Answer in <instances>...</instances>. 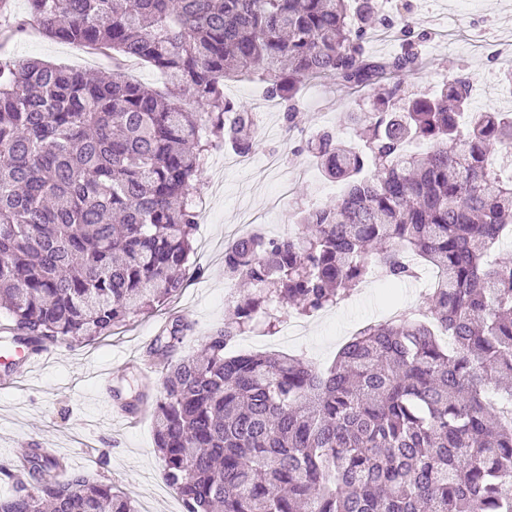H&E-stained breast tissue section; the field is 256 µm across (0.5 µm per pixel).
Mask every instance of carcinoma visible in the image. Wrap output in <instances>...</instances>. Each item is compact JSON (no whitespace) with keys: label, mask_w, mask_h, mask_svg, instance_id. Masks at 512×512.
I'll return each instance as SVG.
<instances>
[{"label":"carcinoma","mask_w":512,"mask_h":512,"mask_svg":"<svg viewBox=\"0 0 512 512\" xmlns=\"http://www.w3.org/2000/svg\"><path fill=\"white\" fill-rule=\"evenodd\" d=\"M23 26L159 70L168 91L119 66L93 77L39 61L0 64V316L36 352L93 340L181 292L199 224L197 182L210 152L252 148L253 113L224 96L250 73L288 102L329 77L373 98L349 113L364 146L324 131L308 146L342 196L300 213L301 231L261 232L224 251V277L246 281L236 318L199 358L167 366L151 406L163 478L184 512H512V264L490 260L512 239V119L458 116L472 80L452 74L432 95L408 92L421 63L414 22L375 0H28ZM395 29L402 53L367 50L368 30ZM189 98L198 110H184ZM414 140L429 151L409 153ZM412 254L441 274L426 320L371 323L336 360L227 353L257 317L309 315L378 272L416 278ZM182 322L154 352L186 339ZM61 462L36 450L18 467L31 489L0 512H136L90 473L44 477Z\"/></svg>","instance_id":"carcinoma-1"}]
</instances>
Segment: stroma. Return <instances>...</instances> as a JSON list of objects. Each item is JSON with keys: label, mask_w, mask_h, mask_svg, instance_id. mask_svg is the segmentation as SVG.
<instances>
[{"label": "stroma", "mask_w": 512, "mask_h": 512, "mask_svg": "<svg viewBox=\"0 0 512 512\" xmlns=\"http://www.w3.org/2000/svg\"><path fill=\"white\" fill-rule=\"evenodd\" d=\"M406 2L418 21V31L428 34L422 46V75L407 79L409 90L419 91L424 83L442 87L449 74L460 67L474 80H482L494 67L491 52L471 47L470 41L489 23L499 25V41H512V0H473L467 8L459 7L458 0H436L430 12L423 9V0ZM89 57L85 46L60 43L28 30L0 37V62L40 59L66 68L111 73V57L95 64ZM324 84L322 97L314 104L300 105L298 126L289 137L255 135L252 168L242 171L232 166L223 150L210 154L199 177L200 223L190 256V264L198 273L180 293L93 341L58 345L33 378L15 388L0 389V493L12 484L6 464L14 453L37 447L43 436L51 435L56 440V453L67 457L72 470H92L102 482L113 485L136 507L149 512H183L179 497L162 498L157 492L164 482L163 463L155 448L152 415H145L133 427L111 424L106 416L109 399L100 391L94 372L111 369L112 386L126 401L135 400L142 392L158 393L166 366L151 345L160 327L176 318L192 324V332L175 351L181 357L198 352L211 331L229 318L233 306L225 288L224 248L248 230L237 219L240 207L248 204L261 208L277 190L276 179L260 165L267 154H279L288 166L307 170L274 210L277 236L297 231L290 215L336 200V193L322 192L318 180L309 173L314 163L304 151L308 133L336 130L347 139H355L347 115L368 108L369 100L336 80L328 78ZM394 296L412 306L425 304L413 280L396 288ZM391 297L374 282L307 317L301 335L288 339L260 327L256 338L236 339L233 349L291 353L326 367L357 325L386 320Z\"/></svg>", "instance_id": "1"}]
</instances>
